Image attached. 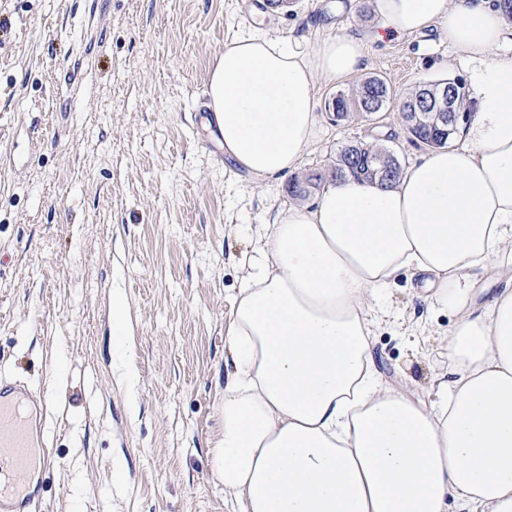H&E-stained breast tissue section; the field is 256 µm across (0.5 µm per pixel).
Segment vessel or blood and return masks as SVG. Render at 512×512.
Segmentation results:
<instances>
[{
	"instance_id": "1",
	"label": "vessel or blood",
	"mask_w": 512,
	"mask_h": 512,
	"mask_svg": "<svg viewBox=\"0 0 512 512\" xmlns=\"http://www.w3.org/2000/svg\"><path fill=\"white\" fill-rule=\"evenodd\" d=\"M46 399L28 382L0 378V512H35L55 463L44 438Z\"/></svg>"
}]
</instances>
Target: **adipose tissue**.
<instances>
[{
	"instance_id": "1",
	"label": "adipose tissue",
	"mask_w": 512,
	"mask_h": 512,
	"mask_svg": "<svg viewBox=\"0 0 512 512\" xmlns=\"http://www.w3.org/2000/svg\"><path fill=\"white\" fill-rule=\"evenodd\" d=\"M400 38L441 27L469 69L463 146L434 150L384 188L348 176L258 230L224 322L218 475L233 512H512V36L497 0H373ZM362 39L257 33L215 63L220 145L259 182L292 174L313 146L320 85L359 73ZM425 275L457 316L438 401L383 384L371 352L378 292Z\"/></svg>"
}]
</instances>
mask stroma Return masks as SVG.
I'll list each match as a JSON object with an SVG mask.
<instances>
[{"instance_id":"35a3bbf8","label":"stroma","mask_w":512,"mask_h":512,"mask_svg":"<svg viewBox=\"0 0 512 512\" xmlns=\"http://www.w3.org/2000/svg\"><path fill=\"white\" fill-rule=\"evenodd\" d=\"M0 0V374L47 397L56 464L39 512H231L215 466L224 315L240 260L287 180L257 184L197 113L234 36L326 27L362 37L365 75L395 98L467 79L437 30L376 40L369 0ZM319 116L302 159L323 167L372 140ZM129 311L112 330V292ZM401 271L371 349L387 386L431 402L455 317ZM134 380H127V373Z\"/></svg>"}]
</instances>
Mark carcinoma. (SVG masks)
<instances>
[{
	"mask_svg": "<svg viewBox=\"0 0 512 512\" xmlns=\"http://www.w3.org/2000/svg\"><path fill=\"white\" fill-rule=\"evenodd\" d=\"M448 89L456 96L460 111H469L465 88L459 86L457 79L439 80L417 86L411 93L400 99L398 123L410 136V139L427 144L434 149L448 146L458 132L448 131L422 118L409 125L406 122L409 112H427L432 103ZM392 91L388 83L378 75L364 78L353 89H339L324 101V111L333 117L336 123H345L352 118L369 120L380 114L391 103ZM402 167L393 151L375 143L366 146L362 143H350L341 148L336 158L326 167L311 171L305 175H296L288 182V195L294 200H307L327 183L352 175L369 182L377 181L387 187L396 184Z\"/></svg>",
	"mask_w": 512,
	"mask_h": 512,
	"instance_id": "carcinoma-1",
	"label": "carcinoma"
}]
</instances>
